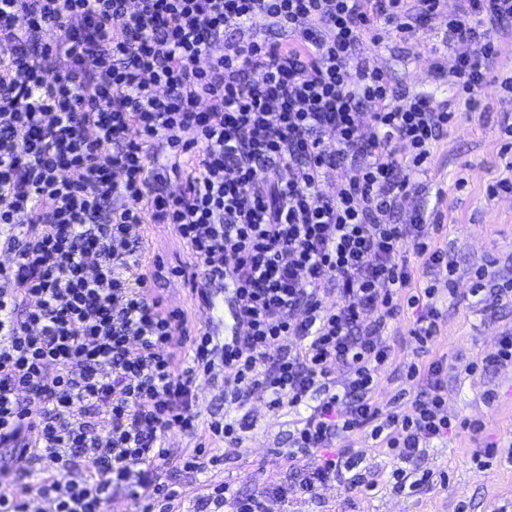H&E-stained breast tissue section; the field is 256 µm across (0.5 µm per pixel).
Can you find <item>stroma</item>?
<instances>
[{"label":"stroma","mask_w":512,"mask_h":512,"mask_svg":"<svg viewBox=\"0 0 512 512\" xmlns=\"http://www.w3.org/2000/svg\"><path fill=\"white\" fill-rule=\"evenodd\" d=\"M460 0H445L444 12L424 21L416 38L375 43L364 40L360 54L383 69L399 95H424L437 103H454V58L430 52L441 39L449 14ZM501 49L492 62L486 84L466 105H456L455 118L438 142L428 172L420 177L417 190L406 196L400 219L409 223L416 211L434 212L443 226L438 244L447 248L456 264L452 276L455 294L440 290L437 305L442 312L440 335L432 357L448 362L445 380L448 414L452 419L481 422L480 432L456 430L446 441H431L423 448L416 469L432 475L447 474V486L432 485L417 490L402 487L399 465L376 448L374 441L356 435L348 442V453L361 457V470L374 490H346L339 481L319 488L316 496L295 490L296 477L283 454L288 433L305 417V410L271 411L263 393H255L242 407L226 408L221 388L208 379L197 381L201 418L231 411L246 418L249 429L242 444L228 454L220 469L197 474L175 471L172 479L182 489L183 512H206V502L215 485L229 483L243 494H267L268 512H512V463L501 462L482 470L472 457L485 442L512 440V366L469 374L467 365L493 351L502 336L512 334V301L493 295L472 297L470 271L487 264L497 275L512 280V193L488 198V183L507 176L506 160L499 149L505 140L503 120H512V94L500 87L512 76V28L498 33ZM465 179L457 187V179ZM142 237L145 259L163 277L149 293L164 308L182 312L188 333L204 326L206 316L193 300L183 275L190 256L187 246L172 226L145 224L136 228ZM414 321L402 312L383 330V344L392 347L396 362L413 356L414 343L408 330ZM394 366L381 375L376 398L380 405L409 404L415 387L401 380ZM493 401H486V394ZM287 484V501L271 496L273 487Z\"/></svg>","instance_id":"obj_1"}]
</instances>
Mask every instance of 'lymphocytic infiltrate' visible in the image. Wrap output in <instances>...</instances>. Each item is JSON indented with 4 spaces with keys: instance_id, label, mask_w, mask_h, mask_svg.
I'll return each instance as SVG.
<instances>
[{
    "instance_id": "f902f5d3",
    "label": "lymphocytic infiltrate",
    "mask_w": 512,
    "mask_h": 512,
    "mask_svg": "<svg viewBox=\"0 0 512 512\" xmlns=\"http://www.w3.org/2000/svg\"><path fill=\"white\" fill-rule=\"evenodd\" d=\"M443 2L0 0V234L14 253L0 268V469L15 476L0 512L37 500L107 512L120 490L135 512H173L169 472H205L243 440V422L222 414L210 447L177 459L161 444L197 432L195 384L219 363L226 401L261 391L271 409L309 408L287 457L311 495L357 468L339 449L357 432L408 465L451 433L443 360L403 363L419 387L409 409L374 396L393 361L390 320L415 312L418 352L439 338L437 285L453 262L424 212L407 224L396 213L454 114L394 95L356 57L365 38L415 37ZM258 17L269 35L225 44ZM504 22L512 0H462L448 16L466 96ZM346 167L326 192L327 171ZM139 224L175 228L192 287L230 288L231 336L185 339L182 316L149 296Z\"/></svg>"
}]
</instances>
